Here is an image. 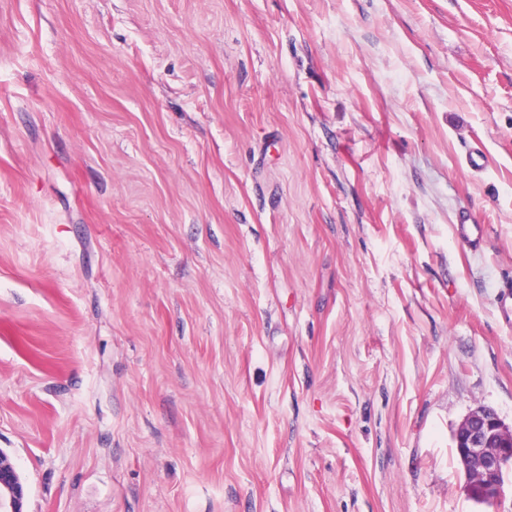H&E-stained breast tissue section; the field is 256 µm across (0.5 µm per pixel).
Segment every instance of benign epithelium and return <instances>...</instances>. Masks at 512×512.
<instances>
[{"label": "benign epithelium", "mask_w": 512, "mask_h": 512, "mask_svg": "<svg viewBox=\"0 0 512 512\" xmlns=\"http://www.w3.org/2000/svg\"><path fill=\"white\" fill-rule=\"evenodd\" d=\"M456 458L466 478V490L478 504L497 505L509 489L512 470V425L490 407L469 413L453 435ZM26 486L15 465L0 463V512H24Z\"/></svg>", "instance_id": "1"}]
</instances>
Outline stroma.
<instances>
[{
    "label": "stroma",
    "instance_id": "1",
    "mask_svg": "<svg viewBox=\"0 0 512 512\" xmlns=\"http://www.w3.org/2000/svg\"><path fill=\"white\" fill-rule=\"evenodd\" d=\"M481 406L512 424V0H0L26 512H512L454 456Z\"/></svg>",
    "mask_w": 512,
    "mask_h": 512
}]
</instances>
